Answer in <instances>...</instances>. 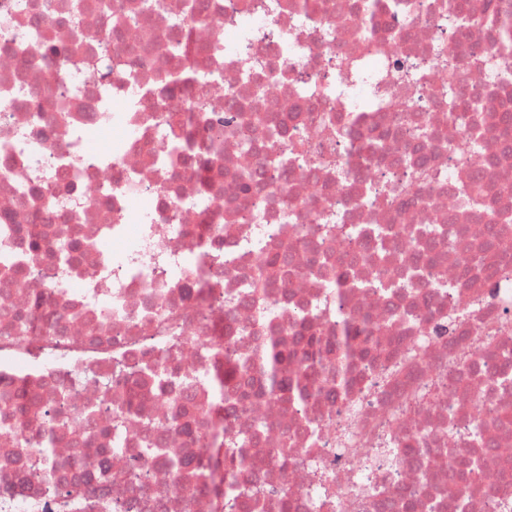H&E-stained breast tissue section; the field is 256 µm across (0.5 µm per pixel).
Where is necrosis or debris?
<instances>
[{
    "instance_id": "1",
    "label": "necrosis or debris",
    "mask_w": 512,
    "mask_h": 512,
    "mask_svg": "<svg viewBox=\"0 0 512 512\" xmlns=\"http://www.w3.org/2000/svg\"><path fill=\"white\" fill-rule=\"evenodd\" d=\"M0 0V251L11 257L0 313L53 312L64 343L39 329L0 336V390H22L64 412L87 409L55 445L58 463L83 474L86 505L112 512H215L204 483L173 487L163 456L148 453L143 421L164 424L184 403L210 405L201 386L148 392L141 418L112 436L106 422L127 405L88 370L108 374L105 354L122 349L129 366L169 349L174 376L210 373L228 338L248 331L261 350L270 330L322 337L336 326L314 309L339 303L348 323H368L352 343L347 395L315 374L319 397L299 406L257 394L224 420V434L257 435L255 459L237 482L258 487L264 512H379L380 500L415 499L441 512L448 464L477 459L464 512H512V316L502 313L484 276L460 259L493 241L495 266L512 298V160L486 165L500 144V101L485 98L465 124L448 120V83L459 94L498 72L481 18L512 0H469L475 18L455 39L454 0H406L382 10L368 42L358 37L363 0ZM452 44L456 71L438 49ZM217 79L242 112L284 121L302 155L268 166L265 129L246 136L242 155L224 125L192 127L174 151L164 114L183 111L195 74ZM382 150L342 132L351 119ZM426 136H419L420 128ZM118 136L113 151L92 149L86 130ZM222 139L220 160L207 145ZM425 156V173L406 163ZM248 164L257 186L239 193ZM496 194L497 223L461 202V192ZM48 246L30 250L29 225ZM435 230L432 260L409 252L402 228ZM393 229L390 239L377 229ZM73 244L60 263L59 242ZM287 254L291 275L251 284L260 261ZM418 271L411 291L396 289ZM71 391L60 397V381ZM0 414V512H63L27 467L37 441ZM294 449L274 450L281 435ZM424 449L426 459L392 460L387 443ZM112 479L100 481L97 467ZM432 481H424L423 470Z\"/></svg>"
}]
</instances>
